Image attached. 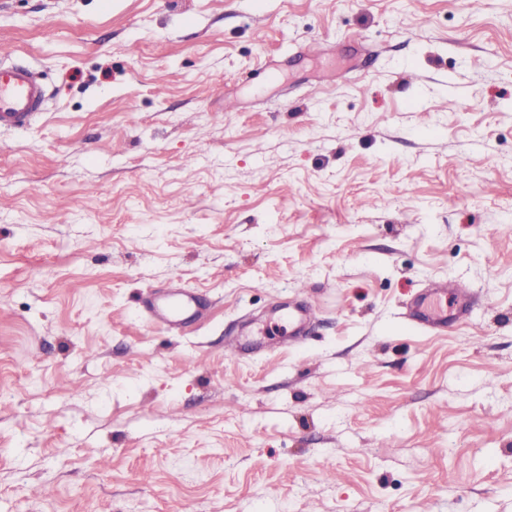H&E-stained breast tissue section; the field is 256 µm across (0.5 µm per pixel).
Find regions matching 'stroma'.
<instances>
[{
	"instance_id": "obj_1",
	"label": "stroma",
	"mask_w": 512,
	"mask_h": 512,
	"mask_svg": "<svg viewBox=\"0 0 512 512\" xmlns=\"http://www.w3.org/2000/svg\"><path fill=\"white\" fill-rule=\"evenodd\" d=\"M1 60L0 512H512V0H0ZM45 101L42 80L31 67L0 62V128H24ZM448 295L453 305L448 309ZM474 299L461 283H451L426 293L418 304L417 322L424 327H439L448 322H467ZM191 301V290L187 288H180L169 298L162 309L153 310L152 314L161 322L173 327L177 323V315L188 308Z\"/></svg>"
}]
</instances>
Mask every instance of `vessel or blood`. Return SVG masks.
Instances as JSON below:
<instances>
[{
    "label": "vessel or blood",
    "instance_id": "obj_1",
    "mask_svg": "<svg viewBox=\"0 0 512 512\" xmlns=\"http://www.w3.org/2000/svg\"><path fill=\"white\" fill-rule=\"evenodd\" d=\"M46 92L41 78L29 66L0 62V127L24 128L42 111ZM192 292L182 288L174 293L155 317L175 325L176 317L189 307ZM474 299L468 288L452 283L426 293L418 304L417 321L425 327H439L451 322H467Z\"/></svg>",
    "mask_w": 512,
    "mask_h": 512
}]
</instances>
